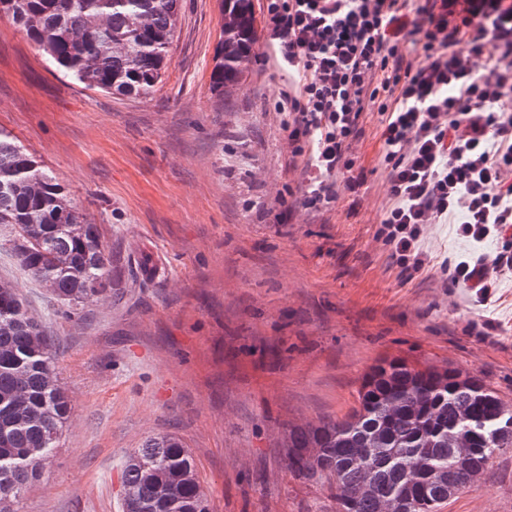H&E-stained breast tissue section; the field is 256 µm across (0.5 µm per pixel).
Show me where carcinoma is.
Returning a JSON list of instances; mask_svg holds the SVG:
<instances>
[{"label":"carcinoma","instance_id":"cac0c4a2","mask_svg":"<svg viewBox=\"0 0 512 512\" xmlns=\"http://www.w3.org/2000/svg\"><path fill=\"white\" fill-rule=\"evenodd\" d=\"M178 0H0L66 76L109 94L151 95L170 63ZM214 89L236 88L257 41L252 0H222ZM0 251L68 316L112 288V252L58 178L0 133ZM73 413L39 317L0 282V512L40 477ZM512 448V407L474 375L382 359L341 419L288 427V473L329 493L336 512H438ZM121 512H210L177 436L146 439L121 470Z\"/></svg>","mask_w":512,"mask_h":512}]
</instances>
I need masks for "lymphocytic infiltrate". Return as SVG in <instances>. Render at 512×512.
Returning a JSON list of instances; mask_svg holds the SVG:
<instances>
[{
    "mask_svg": "<svg viewBox=\"0 0 512 512\" xmlns=\"http://www.w3.org/2000/svg\"><path fill=\"white\" fill-rule=\"evenodd\" d=\"M266 43L288 75L275 109L293 208L362 201L353 150L376 120L388 170L381 235L397 263L421 267L424 234L452 224L473 243L512 236V0H262ZM512 246L473 251L453 283L489 295Z\"/></svg>",
    "mask_w": 512,
    "mask_h": 512,
    "instance_id": "lymphocytic-infiltrate-1",
    "label": "lymphocytic infiltrate"
}]
</instances>
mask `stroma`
Segmentation results:
<instances>
[{"label":"stroma","mask_w":512,"mask_h":512,"mask_svg":"<svg viewBox=\"0 0 512 512\" xmlns=\"http://www.w3.org/2000/svg\"><path fill=\"white\" fill-rule=\"evenodd\" d=\"M220 0H179L171 64L147 97L61 74L0 16V132L65 186L112 251V290L65 317L0 253L57 344L73 415L18 512H120L121 467L145 439L178 435L212 512H334L284 467V428L343 417L383 357L451 365L512 403V274L490 299L453 285L468 244L425 232L407 270L379 236L388 171L331 220L269 212L302 177L274 102L288 83L265 39L229 95L212 87ZM158 266L144 276L145 259ZM441 512H512V449Z\"/></svg>","instance_id":"1"}]
</instances>
